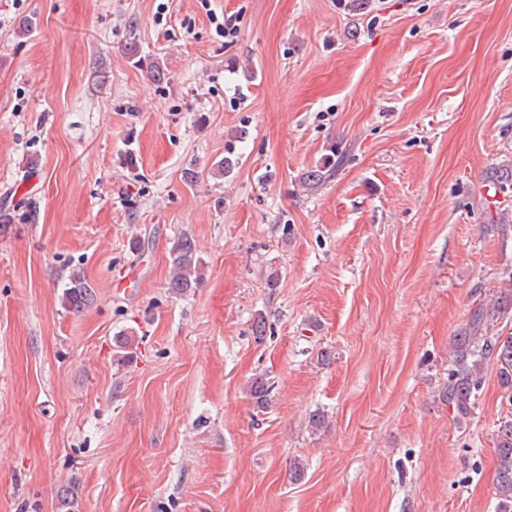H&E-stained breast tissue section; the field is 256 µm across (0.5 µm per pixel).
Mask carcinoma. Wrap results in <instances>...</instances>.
I'll use <instances>...</instances> for the list:
<instances>
[{"instance_id": "carcinoma-1", "label": "carcinoma", "mask_w": 512, "mask_h": 512, "mask_svg": "<svg viewBox=\"0 0 512 512\" xmlns=\"http://www.w3.org/2000/svg\"><path fill=\"white\" fill-rule=\"evenodd\" d=\"M334 153L336 149L333 148L331 156L323 164L305 173L304 182L307 185H318L336 171L340 160L335 158ZM201 263L195 240L187 234L178 236L169 251V293L183 296L199 287ZM93 300V288L85 277L79 273L71 275L63 293V303L67 309L75 314L81 313L90 307ZM509 317H512V288H505L497 293L492 306L476 307L454 336L453 368L448 373L444 397L459 426L467 422L482 383L484 365L490 360L495 362L498 382L508 402L512 403V333L487 335L493 322ZM248 393L256 408L262 411L268 409L271 385L266 377L253 376L249 381ZM492 443L497 458L493 484L495 512H512V419L497 426ZM77 507V488L64 487L57 499V512H76Z\"/></svg>"}]
</instances>
